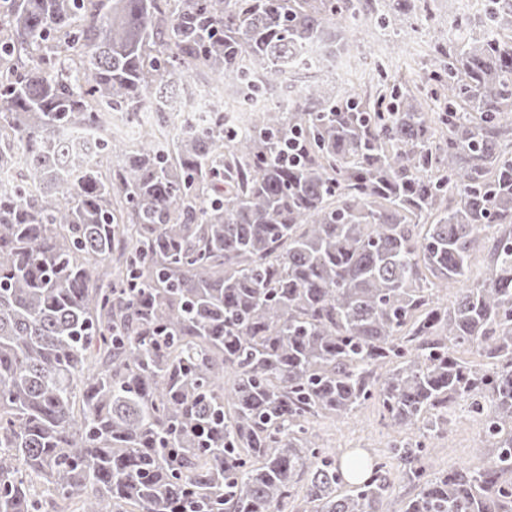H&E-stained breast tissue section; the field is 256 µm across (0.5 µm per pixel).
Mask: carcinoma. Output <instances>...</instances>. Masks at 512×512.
<instances>
[{
    "mask_svg": "<svg viewBox=\"0 0 512 512\" xmlns=\"http://www.w3.org/2000/svg\"><path fill=\"white\" fill-rule=\"evenodd\" d=\"M486 9L429 60L439 112L312 83L159 137L189 71L260 74L239 109L305 47L351 56L372 0H0V512H389L387 462L340 494L312 426L374 398L421 425L403 512H512V0ZM461 400L491 457L429 475ZM290 87L291 92L288 93V96H283L281 91L287 85ZM303 82L295 80V78H288V82H285L274 89L269 90L267 93L268 97V106L267 107H276L280 106L283 108H288V105H291L294 101L298 99L299 91L303 88Z\"/></svg>",
    "mask_w": 512,
    "mask_h": 512,
    "instance_id": "cac0c4a2",
    "label": "carcinoma"
}]
</instances>
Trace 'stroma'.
Here are the masks:
<instances>
[{
	"label": "stroma",
	"mask_w": 512,
	"mask_h": 512,
	"mask_svg": "<svg viewBox=\"0 0 512 512\" xmlns=\"http://www.w3.org/2000/svg\"><path fill=\"white\" fill-rule=\"evenodd\" d=\"M385 0H378L377 10L368 14L357 35L354 52L365 63L358 72L339 67L324 75L329 86L356 87L363 95L375 96L379 85L376 68L384 66L391 84L418 87L428 92L423 63L427 54L447 37H460L469 32L466 17L455 11L450 0H431L429 6H415L408 17V35L401 46H394L377 20L387 13ZM313 427L323 447L334 451L338 459L359 454L374 460L388 461L391 512H400L413 497L414 487L403 476L401 467L391 459L394 444L417 440L416 429L400 428L385 419L378 401L372 400L352 415L318 418ZM491 454V443L484 433V421L468 406H459L448 418V431L433 442L423 457L429 472L436 473L452 465H477Z\"/></svg>",
	"instance_id": "35a3bbf8"
}]
</instances>
